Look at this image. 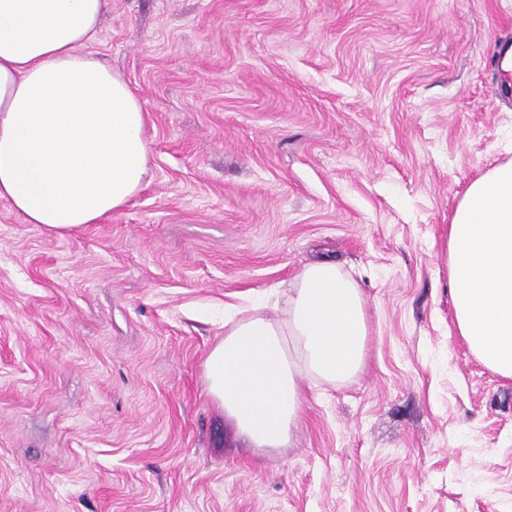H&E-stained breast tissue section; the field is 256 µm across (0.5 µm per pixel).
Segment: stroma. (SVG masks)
I'll return each instance as SVG.
<instances>
[{"mask_svg":"<svg viewBox=\"0 0 512 512\" xmlns=\"http://www.w3.org/2000/svg\"><path fill=\"white\" fill-rule=\"evenodd\" d=\"M512 0H110L148 113L122 209L58 235L0 201V512H512V380L457 335L448 224L512 160ZM361 285L349 382L284 448L209 395L224 307L317 254Z\"/></svg>","mask_w":512,"mask_h":512,"instance_id":"stroma-1","label":"stroma"}]
</instances>
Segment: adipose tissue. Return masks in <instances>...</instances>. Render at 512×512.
<instances>
[{"mask_svg": "<svg viewBox=\"0 0 512 512\" xmlns=\"http://www.w3.org/2000/svg\"><path fill=\"white\" fill-rule=\"evenodd\" d=\"M108 0H0V200L63 235L123 208L148 172V114L91 49ZM454 320L473 356L512 379V161L473 181L448 226ZM208 392L251 448H282L302 383L353 379L370 335L363 291L334 256L293 278L283 316L224 324Z\"/></svg>", "mask_w": 512, "mask_h": 512, "instance_id": "obj_1", "label": "adipose tissue"}]
</instances>
